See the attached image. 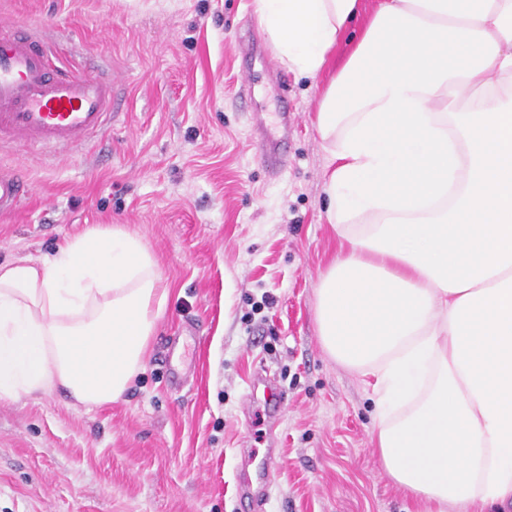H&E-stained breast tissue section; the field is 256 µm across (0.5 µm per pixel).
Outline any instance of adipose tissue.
Here are the masks:
<instances>
[{
  "mask_svg": "<svg viewBox=\"0 0 512 512\" xmlns=\"http://www.w3.org/2000/svg\"><path fill=\"white\" fill-rule=\"evenodd\" d=\"M361 0H254L279 62L314 78ZM336 166L324 352L374 377L376 451L427 512L512 505V0H380L322 96ZM138 235L95 224L0 262V399L120 400L165 307Z\"/></svg>",
  "mask_w": 512,
  "mask_h": 512,
  "instance_id": "1",
  "label": "adipose tissue"
}]
</instances>
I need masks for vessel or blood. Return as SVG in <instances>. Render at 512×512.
Listing matches in <instances>:
<instances>
[{"label": "vessel or blood", "instance_id": "obj_1", "mask_svg": "<svg viewBox=\"0 0 512 512\" xmlns=\"http://www.w3.org/2000/svg\"><path fill=\"white\" fill-rule=\"evenodd\" d=\"M51 54L50 43L36 26L0 22V141L66 149L86 144L117 116L120 100L114 79L74 72L66 64L54 63ZM252 123L264 166L279 172L285 163L290 113H282L273 130L258 112ZM25 192L20 175L0 171V214L14 211Z\"/></svg>", "mask_w": 512, "mask_h": 512}]
</instances>
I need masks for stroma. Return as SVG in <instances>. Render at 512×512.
I'll list each match as a JSON object with an SVG mask.
<instances>
[{"label":"stroma","mask_w":512,"mask_h":512,"mask_svg":"<svg viewBox=\"0 0 512 512\" xmlns=\"http://www.w3.org/2000/svg\"><path fill=\"white\" fill-rule=\"evenodd\" d=\"M1 19L40 24L75 69L116 73L125 115L87 147L0 145V168L31 184L0 217V261L120 224L169 294L121 400L0 399V512H424L375 452L371 378L332 361L315 324L341 240L314 120L355 38L310 79L276 59L253 0H0ZM285 110L298 125L274 176L250 114L272 127ZM270 447L276 471L256 503L240 486Z\"/></svg>","instance_id":"1"}]
</instances>
